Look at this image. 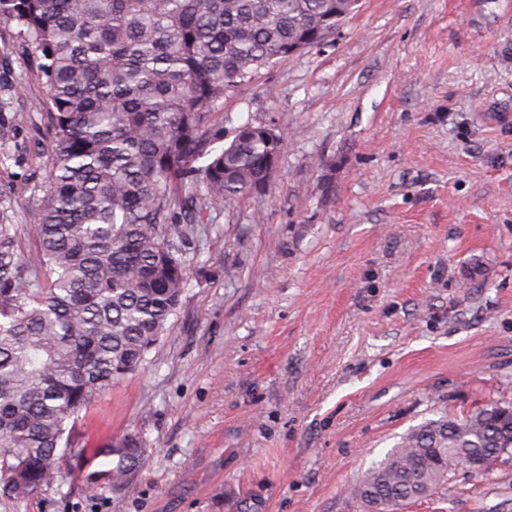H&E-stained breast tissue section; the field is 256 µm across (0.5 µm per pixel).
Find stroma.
Segmentation results:
<instances>
[{
    "mask_svg": "<svg viewBox=\"0 0 512 512\" xmlns=\"http://www.w3.org/2000/svg\"><path fill=\"white\" fill-rule=\"evenodd\" d=\"M30 58L0 21V206L31 252ZM222 115L285 129L271 188L193 225L166 335L76 422L88 448L136 435L144 466L111 494L65 464L0 512H359L411 429L512 401V0H360ZM396 512H512V455Z\"/></svg>",
    "mask_w": 512,
    "mask_h": 512,
    "instance_id": "stroma-1",
    "label": "stroma"
}]
</instances>
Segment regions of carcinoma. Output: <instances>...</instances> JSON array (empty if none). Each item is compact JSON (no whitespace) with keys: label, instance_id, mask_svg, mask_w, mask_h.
<instances>
[{"label":"carcinoma","instance_id":"obj_1","mask_svg":"<svg viewBox=\"0 0 512 512\" xmlns=\"http://www.w3.org/2000/svg\"><path fill=\"white\" fill-rule=\"evenodd\" d=\"M358 0H0L33 53V109L49 169L25 254L0 210V486L24 499L65 459L84 485L126 490L145 461L134 435L87 453L75 419L136 370L168 329L185 288V244L204 207L269 189L284 129L230 130L229 91L261 68L325 44ZM512 453V404L431 420L350 488L391 512L444 488L464 457L493 475Z\"/></svg>","mask_w":512,"mask_h":512}]
</instances>
